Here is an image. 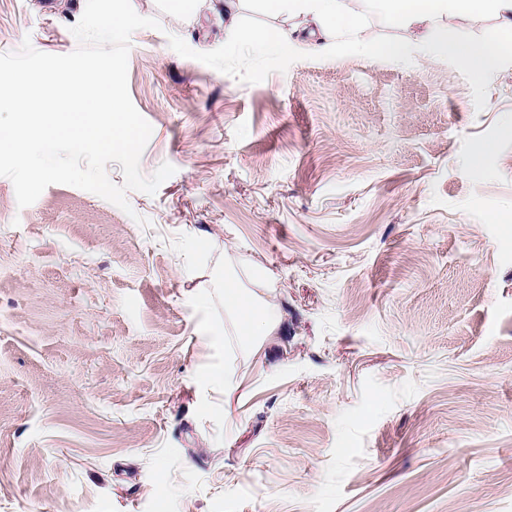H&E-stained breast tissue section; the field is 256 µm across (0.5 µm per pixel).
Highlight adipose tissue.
Masks as SVG:
<instances>
[{"mask_svg": "<svg viewBox=\"0 0 512 512\" xmlns=\"http://www.w3.org/2000/svg\"><path fill=\"white\" fill-rule=\"evenodd\" d=\"M273 13L314 16L324 36L346 43L360 55L383 58L406 65L419 58H448L462 62L474 77H482L501 59L512 56V0H361L365 10L379 12L393 25L419 28V36L408 44L375 42L361 33V15L350 7V0H263ZM495 15L498 26L493 47L461 45L435 22L444 14ZM230 35L240 50L249 56H283L292 51L297 40L285 29H243L231 27ZM254 290L241 292L236 282L225 281L224 305L238 315L237 330L244 340L253 342L270 335L274 322L263 321L255 312L256 292L271 287L273 277L263 268L252 275Z\"/></svg>", "mask_w": 512, "mask_h": 512, "instance_id": "1", "label": "adipose tissue"}]
</instances>
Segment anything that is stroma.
<instances>
[{
  "instance_id": "stroma-1",
  "label": "stroma",
  "mask_w": 512,
  "mask_h": 512,
  "mask_svg": "<svg viewBox=\"0 0 512 512\" xmlns=\"http://www.w3.org/2000/svg\"><path fill=\"white\" fill-rule=\"evenodd\" d=\"M85 2L0 0V53H71ZM131 5L140 169L176 172L127 212L0 177V512H512V58L401 68L238 0L302 38L245 58L221 5ZM257 264L258 345L224 310Z\"/></svg>"
}]
</instances>
